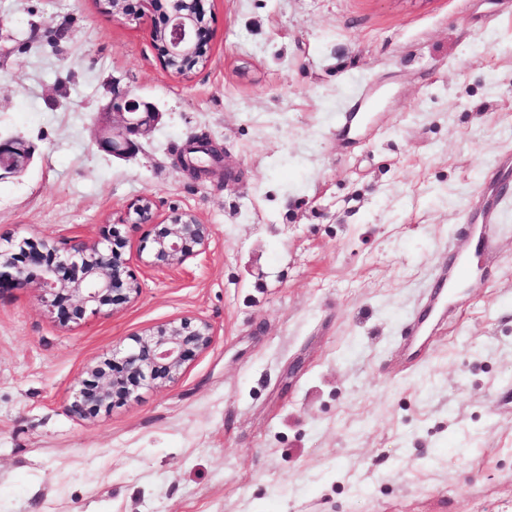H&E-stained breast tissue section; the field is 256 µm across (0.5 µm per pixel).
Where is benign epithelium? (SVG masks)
I'll use <instances>...</instances> for the list:
<instances>
[{"instance_id":"7a95c632","label":"benign epithelium","mask_w":512,"mask_h":512,"mask_svg":"<svg viewBox=\"0 0 512 512\" xmlns=\"http://www.w3.org/2000/svg\"><path fill=\"white\" fill-rule=\"evenodd\" d=\"M121 14L143 23L154 0H115ZM189 9L165 13L160 24L152 23L150 37L163 29L168 33L165 50L181 56L193 47H209L203 0H189ZM105 110L117 117L100 136L101 148L117 158H128L140 150V138L157 125L160 112L130 89L112 85V98ZM205 153L217 159L221 153L212 143L192 136L184 147L181 165L200 176L206 169L192 161V155ZM33 160L31 146L20 138L0 139V178L23 173ZM149 194L128 207L126 219L132 224H150L148 265L175 268L205 247L210 235L207 224L188 212H175L169 222H158ZM37 288L46 306L56 312L64 325L79 322L87 308L111 311L117 301L140 290L127 260L107 233L91 243L78 242L61 248L46 238H29L0 248V288ZM214 340L212 325L200 318L185 317L134 335L123 348L112 350L86 368V378L72 390L69 410L80 417L107 411L120 400H136L144 388L161 389L182 374L189 357L205 351Z\"/></svg>"}]
</instances>
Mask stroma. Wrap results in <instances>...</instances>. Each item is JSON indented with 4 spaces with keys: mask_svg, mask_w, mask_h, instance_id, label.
<instances>
[{
    "mask_svg": "<svg viewBox=\"0 0 512 512\" xmlns=\"http://www.w3.org/2000/svg\"><path fill=\"white\" fill-rule=\"evenodd\" d=\"M208 60L166 70L96 0H0V240L117 227L140 291L61 325L0 290V512H512V204L499 251L409 365L404 325L461 246L493 169L512 180V0H208ZM162 114L129 160L97 145L113 84ZM382 105L355 132L357 89ZM206 135L223 166L177 162ZM239 180L225 181L224 168ZM159 219L210 227L147 268ZM193 316L181 377L79 418L85 367ZM31 146L20 138H0V180L4 175L23 173L33 160ZM153 199L145 194L128 207L126 220L132 224H151L148 265L156 268H175L205 247L210 235L207 224H201L188 212H175L169 222H157ZM168 223V224H165Z\"/></svg>",
    "mask_w": 512,
    "mask_h": 512,
    "instance_id": "35a3bbf8",
    "label": "stroma"
}]
</instances>
